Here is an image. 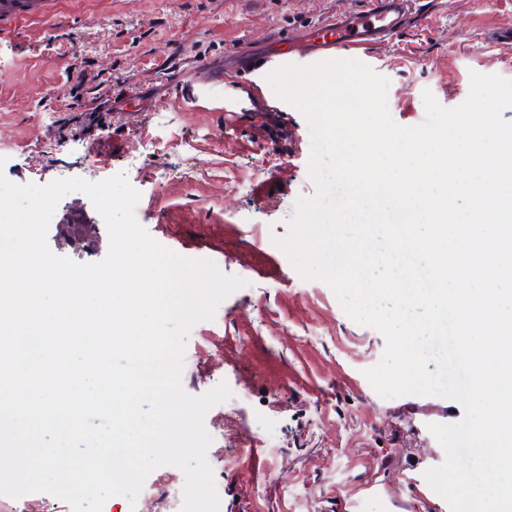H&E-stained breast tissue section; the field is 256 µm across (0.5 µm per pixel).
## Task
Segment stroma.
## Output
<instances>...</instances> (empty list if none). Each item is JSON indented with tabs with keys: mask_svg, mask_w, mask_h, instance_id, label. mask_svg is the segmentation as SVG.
Segmentation results:
<instances>
[{
	"mask_svg": "<svg viewBox=\"0 0 512 512\" xmlns=\"http://www.w3.org/2000/svg\"><path fill=\"white\" fill-rule=\"evenodd\" d=\"M372 3L42 0L0 27V172L38 186L125 174L156 241L247 282L192 328L184 352L186 392L224 382L233 393L204 419L220 512H450L425 477L445 460L428 424L457 423L464 410L371 387L364 372L381 360L384 337L271 241L286 234L297 199L316 193L308 124L268 81L252 93L236 84L240 51L290 52L304 32ZM509 27L512 0H430L372 51L393 120L422 123L427 90L460 105L471 72L512 79V45L495 37ZM205 65L223 72V91L203 83ZM191 81L193 104L177 93ZM193 162L200 173L181 180ZM74 210L96 227L90 249L64 231ZM99 218L87 195L60 200L50 250L102 260ZM184 482L179 468L158 467L136 501L114 496L102 512H172Z\"/></svg>",
	"mask_w": 512,
	"mask_h": 512,
	"instance_id": "1",
	"label": "stroma"
}]
</instances>
